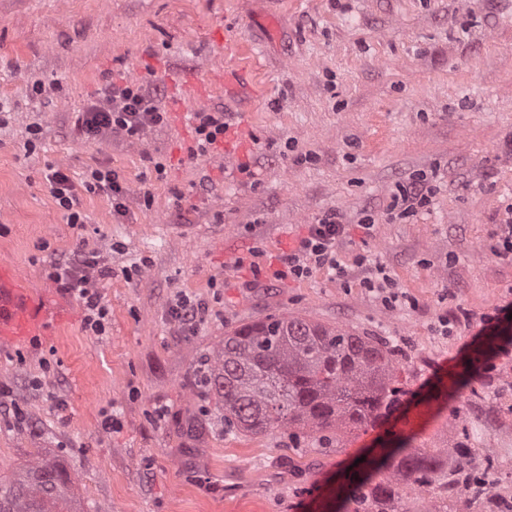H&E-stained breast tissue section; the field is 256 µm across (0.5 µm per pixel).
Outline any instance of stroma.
Returning <instances> with one entry per match:
<instances>
[{
  "instance_id": "1",
  "label": "stroma",
  "mask_w": 512,
  "mask_h": 512,
  "mask_svg": "<svg viewBox=\"0 0 512 512\" xmlns=\"http://www.w3.org/2000/svg\"><path fill=\"white\" fill-rule=\"evenodd\" d=\"M227 64L240 86L198 109L248 130L249 150L228 160L196 154L194 125L177 124L182 83ZM143 78L165 123L134 143L85 141L77 112L111 82ZM0 103V264L67 315L50 336L0 348L12 389L1 487L40 458L69 474L70 512H336L340 490L390 448L464 442L512 459V356L490 379L465 367L480 317L512 287V263L494 253L512 202V0H0ZM52 167L78 183L83 223L50 195ZM93 167L124 180V214L82 188ZM420 176L436 187L430 205L390 219L392 195ZM330 210L348 226L347 281L274 279ZM92 250L112 270L103 336L47 277ZM359 252L403 293L396 307L363 287ZM180 295L209 309L195 330L171 316ZM461 309L471 327L440 335L439 318ZM270 315L382 337L413 400L325 446L225 430L224 399L199 368L225 334ZM441 365L457 386L433 381ZM110 415L117 431L101 427Z\"/></svg>"
}]
</instances>
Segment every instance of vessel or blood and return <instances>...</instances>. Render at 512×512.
Instances as JSON below:
<instances>
[{"mask_svg":"<svg viewBox=\"0 0 512 512\" xmlns=\"http://www.w3.org/2000/svg\"><path fill=\"white\" fill-rule=\"evenodd\" d=\"M61 311L29 287L18 270L0 265V346L21 347L62 321Z\"/></svg>","mask_w":512,"mask_h":512,"instance_id":"obj_1","label":"vessel or blood"}]
</instances>
